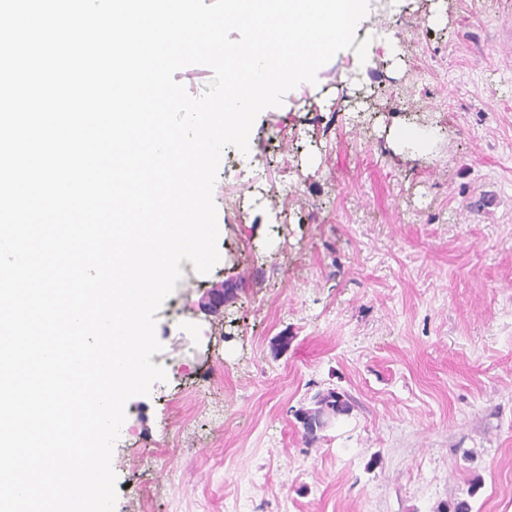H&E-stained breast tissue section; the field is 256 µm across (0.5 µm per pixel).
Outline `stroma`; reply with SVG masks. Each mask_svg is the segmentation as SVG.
<instances>
[{"label":"stroma","mask_w":512,"mask_h":512,"mask_svg":"<svg viewBox=\"0 0 512 512\" xmlns=\"http://www.w3.org/2000/svg\"><path fill=\"white\" fill-rule=\"evenodd\" d=\"M356 39L225 148L221 260L156 315L115 512H512V0H369Z\"/></svg>","instance_id":"1"}]
</instances>
